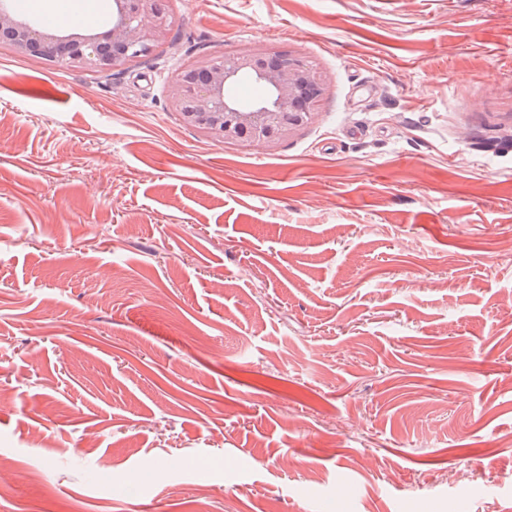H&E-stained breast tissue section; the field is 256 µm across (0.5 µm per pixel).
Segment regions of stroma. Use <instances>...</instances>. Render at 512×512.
I'll return each mask as SVG.
<instances>
[{"label": "stroma", "mask_w": 512, "mask_h": 512, "mask_svg": "<svg viewBox=\"0 0 512 512\" xmlns=\"http://www.w3.org/2000/svg\"><path fill=\"white\" fill-rule=\"evenodd\" d=\"M166 8L122 71L0 46V512H512V0ZM258 49L319 118L184 126L173 74Z\"/></svg>", "instance_id": "35a3bbf8"}]
</instances>
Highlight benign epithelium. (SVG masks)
I'll return each mask as SVG.
<instances>
[{"instance_id": "obj_1", "label": "benign epithelium", "mask_w": 512, "mask_h": 512, "mask_svg": "<svg viewBox=\"0 0 512 512\" xmlns=\"http://www.w3.org/2000/svg\"><path fill=\"white\" fill-rule=\"evenodd\" d=\"M160 0H109L102 27L62 28L22 13L14 0H0V38L20 56L48 66L93 73L125 69L168 41L169 14ZM273 52L256 50L201 57L172 76L168 100L181 122L216 142L273 150L314 123L326 91L324 73L310 61L288 54L268 64ZM250 76L267 97L242 105L230 90Z\"/></svg>"}]
</instances>
